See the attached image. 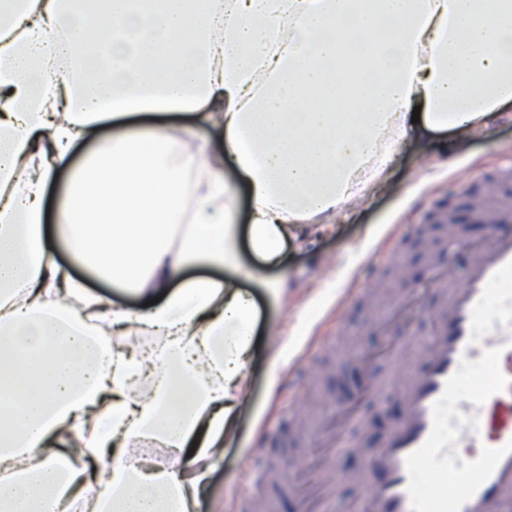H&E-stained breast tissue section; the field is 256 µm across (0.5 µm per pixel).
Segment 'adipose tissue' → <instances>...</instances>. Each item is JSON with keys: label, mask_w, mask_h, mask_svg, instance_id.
<instances>
[{"label": "adipose tissue", "mask_w": 512, "mask_h": 512, "mask_svg": "<svg viewBox=\"0 0 512 512\" xmlns=\"http://www.w3.org/2000/svg\"><path fill=\"white\" fill-rule=\"evenodd\" d=\"M510 108L512 0H0V512H192L248 394L241 239L278 267L404 140ZM146 110L222 127L223 152L159 125L73 163L89 132ZM58 248L137 308L88 292ZM204 266L223 279L185 277Z\"/></svg>", "instance_id": "1"}]
</instances>
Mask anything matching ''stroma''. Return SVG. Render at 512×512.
Segmentation results:
<instances>
[{
    "label": "stroma",
    "mask_w": 512,
    "mask_h": 512,
    "mask_svg": "<svg viewBox=\"0 0 512 512\" xmlns=\"http://www.w3.org/2000/svg\"><path fill=\"white\" fill-rule=\"evenodd\" d=\"M512 161V112L501 113L489 133L461 136L436 131L401 145L385 182L360 204L337 211L329 225L307 227L301 241L288 243L280 267L261 270L260 279L281 282L279 303H271L260 280L244 282L253 297L255 325L248 384L249 399L237 435L207 472L195 512H229L251 489L249 454L260 434L290 475L300 457L310 455L319 437L309 423L331 402L354 405L342 428L345 448L336 466L362 472L401 415L397 389L403 365L384 357L395 336L425 345L435 329L428 309L407 324L384 329L381 320L392 298L410 295L433 276L436 264L464 268L465 249L448 247L449 229L437 221L441 211L462 216L461 229L475 241L489 234L465 219L470 207L493 209L481 182ZM359 289V299L337 306L336 291ZM335 338L331 357L316 362V381L288 392L284 381L299 343Z\"/></svg>",
    "instance_id": "obj_1"
}]
</instances>
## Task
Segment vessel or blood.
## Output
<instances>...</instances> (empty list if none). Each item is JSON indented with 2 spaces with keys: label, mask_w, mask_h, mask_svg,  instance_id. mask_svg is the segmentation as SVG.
<instances>
[{
  "label": "vessel or blood",
  "mask_w": 512,
  "mask_h": 512,
  "mask_svg": "<svg viewBox=\"0 0 512 512\" xmlns=\"http://www.w3.org/2000/svg\"><path fill=\"white\" fill-rule=\"evenodd\" d=\"M489 241L434 283L435 336L399 397L402 415L370 459L362 512H512V205L478 210ZM336 447L293 466L307 512H330Z\"/></svg>",
  "instance_id": "b4317fda"
}]
</instances>
